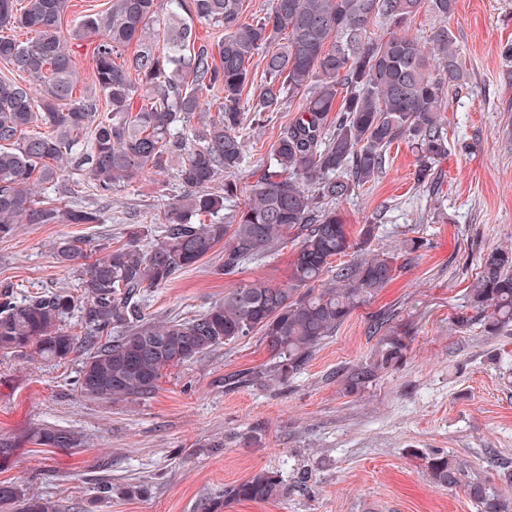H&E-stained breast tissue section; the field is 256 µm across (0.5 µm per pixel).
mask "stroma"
<instances>
[{
  "label": "stroma",
  "mask_w": 512,
  "mask_h": 512,
  "mask_svg": "<svg viewBox=\"0 0 512 512\" xmlns=\"http://www.w3.org/2000/svg\"><path fill=\"white\" fill-rule=\"evenodd\" d=\"M448 27L469 80L449 93L448 153L432 187L418 185L415 154L401 141L380 178L337 205L351 226L378 224L370 251L395 257L394 279L361 301L285 385H227L230 375L267 365L256 336L168 370L151 397L109 403L75 389L81 354L56 364L0 356V437L18 443L0 457V482L59 501L61 512H197L217 490L267 469L291 484L288 497L237 502L224 512H476L462 491L428 480L419 456L436 448L468 461L512 500V486L498 477L512 466V336L453 324L467 308L480 256L512 247V67L501 56L512 44V0H457ZM277 134L270 126L252 139L235 174L242 194L269 163ZM65 179L64 205L96 207L101 221L18 225L0 242V285H12L16 298L75 290L77 274L57 263L54 243L122 245L128 225L157 223L182 192L171 169L138 176L106 197L77 168ZM413 237L423 242L414 255L406 247ZM296 249L285 240L231 275L219 273L216 260L203 261L142 307L159 320L183 318L256 278L287 286ZM384 311L410 329L404 357L350 387L375 348L369 320ZM40 424L79 431L89 445L28 444ZM303 472L305 492L293 487ZM102 478L112 482L107 499L96 492Z\"/></svg>",
  "instance_id": "35a3bbf8"
}]
</instances>
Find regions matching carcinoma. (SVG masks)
I'll return each mask as SVG.
<instances>
[{"mask_svg":"<svg viewBox=\"0 0 512 512\" xmlns=\"http://www.w3.org/2000/svg\"><path fill=\"white\" fill-rule=\"evenodd\" d=\"M0 0V60L27 75V83L0 78V241L18 224H98L100 212L71 209L42 195L67 193L63 173L79 161L86 181L110 193L144 173L167 169L179 157L183 194L166 204L158 238L152 227L131 224L119 247L81 240L56 244L58 262L76 267L78 290L60 289L16 300L0 291V353L49 363L79 348L85 356L78 391L99 401L141 399L158 389L162 372L220 345L259 336L269 367L237 374L236 382L270 379L285 384L364 298L376 295L397 271L395 258L363 253L377 225L353 233L336 202L383 173L393 143H409L417 183L433 181L448 153L444 112L448 92L466 83L461 49L448 29L457 0H269L243 19L244 0H110L69 30L62 17L70 0ZM433 19L427 44L409 36L416 17ZM223 33L215 45L197 38L196 24ZM26 35L20 41L14 31ZM100 38L93 82L102 96L73 97L79 72L70 41ZM135 47L131 55L125 49ZM263 62L260 92L245 89L249 69ZM217 90L223 96L208 99ZM139 109H134L135 101ZM299 101L296 115L271 145V161L243 204L231 175L244 165L251 132ZM216 115H211V109ZM197 120L195 139L183 136ZM224 184H217L219 175ZM298 247L288 287L264 279L241 284L189 318L147 316L141 298L224 248L226 275L256 262L284 236ZM332 283H319L325 275ZM469 308L494 336L512 331V249L480 258L468 291ZM83 333L64 326L74 309ZM372 361L349 379L365 383L394 367L410 333L378 315ZM28 442L40 448H86L80 432L40 425ZM439 487L460 489L480 512H512L468 465L442 451L418 455ZM288 495L275 471L261 470L200 502L198 512H223L230 502H269ZM15 512H60V505L0 483V506Z\"/></svg>","mask_w":512,"mask_h":512,"instance_id":"1","label":"carcinoma"}]
</instances>
